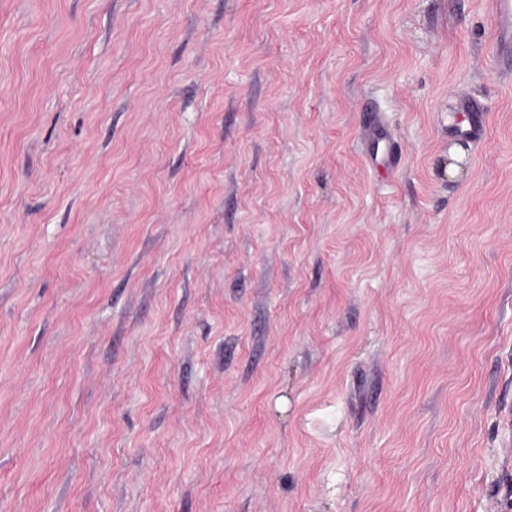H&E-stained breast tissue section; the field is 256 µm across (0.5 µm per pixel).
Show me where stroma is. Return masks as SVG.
I'll return each instance as SVG.
<instances>
[{
  "instance_id": "1",
  "label": "stroma",
  "mask_w": 512,
  "mask_h": 512,
  "mask_svg": "<svg viewBox=\"0 0 512 512\" xmlns=\"http://www.w3.org/2000/svg\"><path fill=\"white\" fill-rule=\"evenodd\" d=\"M493 9L0 0V512H500ZM462 110L468 115V127L465 130L457 127L455 133L474 142L481 141L485 133L484 109L473 99L466 98L462 103Z\"/></svg>"
}]
</instances>
